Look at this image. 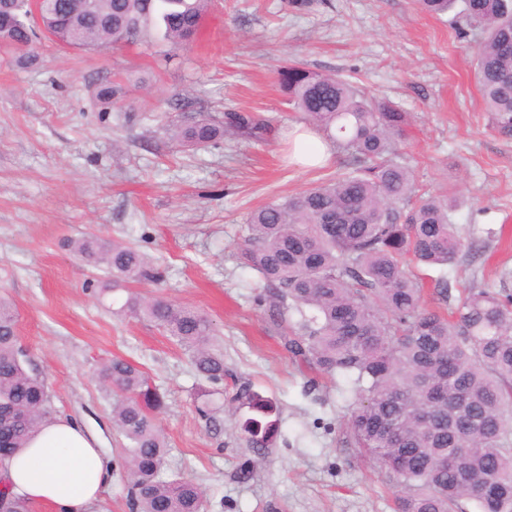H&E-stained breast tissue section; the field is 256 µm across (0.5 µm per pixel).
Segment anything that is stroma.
<instances>
[{"mask_svg":"<svg viewBox=\"0 0 512 512\" xmlns=\"http://www.w3.org/2000/svg\"><path fill=\"white\" fill-rule=\"evenodd\" d=\"M212 0L196 39L180 48L139 43L106 50L49 40L38 61L17 62L0 43V297L13 306L30 367L55 416L80 421L117 461L125 438L112 422L107 360L137 365L165 395L158 421L164 469L201 487L205 512H397L396 490L345 442L352 400L342 379L295 362L254 298L257 274L238 244L250 212L336 179L338 162L301 170L286 133L301 123L278 84L292 63L334 73L409 112L402 136L416 184L459 195L464 236L480 257L451 269L454 291L512 292V139L495 131L475 84L474 37L455 12L431 15L416 0ZM129 90L122 111L95 96L105 79ZM190 103L175 109L177 100ZM260 112L276 131L262 142L227 138L180 147L174 120ZM131 243L161 268L136 292L192 307L224 350L221 384L202 379L188 354L153 323L118 313L111 273L77 261L68 240ZM246 383L279 406L267 448H250L224 410ZM210 391L216 422L197 410Z\"/></svg>","mask_w":512,"mask_h":512,"instance_id":"stroma-1","label":"stroma"}]
</instances>
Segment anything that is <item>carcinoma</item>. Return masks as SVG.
<instances>
[{"mask_svg": "<svg viewBox=\"0 0 512 512\" xmlns=\"http://www.w3.org/2000/svg\"><path fill=\"white\" fill-rule=\"evenodd\" d=\"M43 0L55 40L74 48L107 44L118 32L142 42L151 33L177 48L192 39L211 0ZM462 19L479 37L474 78L497 133L512 139V0H462ZM20 19L16 44L32 45ZM289 104L332 135L341 177L252 211L239 260L263 291L257 305L282 331L298 362L351 385L346 443L397 488L399 512H512V294L472 285L451 303L447 267L471 249L453 221L460 200L417 193L399 148L410 114L367 96L333 74L297 65L278 73ZM123 96L120 81L100 83L99 102ZM272 121L254 112L224 120L172 122L170 140L208 143L226 136L264 141ZM72 250L86 265L112 272L108 291L127 292L121 311L147 319L190 354L197 373L224 380V353L201 313L128 291L157 282L158 268L135 246L105 248L87 237ZM439 267L435 308L423 304L417 270ZM117 392L114 424L135 512H201L203 491L162 471L167 444L157 421L164 396L131 362L114 357L100 370ZM229 403L255 416L247 442L264 448L276 430L273 405L240 387ZM44 381L28 367L11 304L0 298V460L25 447L51 419Z\"/></svg>", "mask_w": 512, "mask_h": 512, "instance_id": "cac0c4a2", "label": "carcinoma"}]
</instances>
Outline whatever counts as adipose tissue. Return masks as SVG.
I'll return each mask as SVG.
<instances>
[{"mask_svg": "<svg viewBox=\"0 0 512 512\" xmlns=\"http://www.w3.org/2000/svg\"><path fill=\"white\" fill-rule=\"evenodd\" d=\"M333 143L310 127L294 129V160L324 165ZM116 466L101 455L97 441L79 422L63 417L45 423L14 456L0 462L12 495L48 505L52 512H103V494Z\"/></svg>", "mask_w": 512, "mask_h": 512, "instance_id": "ef3b65f1", "label": "adipose tissue"}]
</instances>
